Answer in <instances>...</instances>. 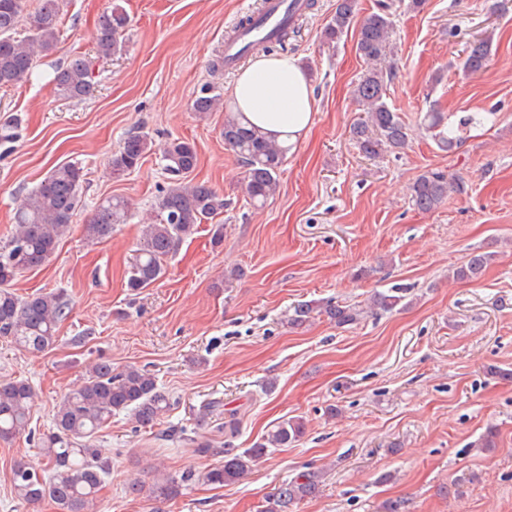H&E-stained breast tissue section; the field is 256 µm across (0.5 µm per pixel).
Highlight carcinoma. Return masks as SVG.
I'll use <instances>...</instances> for the list:
<instances>
[{
  "label": "carcinoma",
  "instance_id": "cac0c4a2",
  "mask_svg": "<svg viewBox=\"0 0 512 512\" xmlns=\"http://www.w3.org/2000/svg\"><path fill=\"white\" fill-rule=\"evenodd\" d=\"M28 0H0V87L15 86L31 80L35 58L50 50L60 33L65 0H38L35 10L27 12ZM357 10L355 0H337L336 8L323 30V44L335 48L337 41L353 23ZM392 0H377L376 11L359 25L356 49L367 62L375 65L386 60L390 49ZM29 18V31L23 38L15 37L24 18ZM130 19L117 4L98 21L95 49L101 57L122 53ZM491 51L488 37L476 38L464 49L462 69L477 73L483 69ZM92 78L91 63L82 56L72 58L54 72L55 93L65 100H81L88 93ZM367 119L353 126L351 134L367 156L386 148L399 151L408 143V127L399 114L385 101L383 71L370 69L354 90ZM191 111L205 118L224 110V145L232 150L246 167L245 190L255 204H264L280 190V175L291 147L260 131L247 127L234 108L224 106L223 97L209 83L204 84L190 104ZM445 116L435 110L426 113L424 124L435 131L442 149L457 145L453 124H444ZM20 119L7 116L0 120V142L10 143L19 137ZM159 151L170 175L159 200L156 220L146 225L142 242L130 266L126 287L138 292L159 281L164 275L165 258L180 240L193 235L200 224L224 212V195L205 182L191 178L198 165L196 145L183 138H174L160 147L146 134L129 136L112 161V174L119 177L141 165L145 156ZM83 169L72 163L55 165L46 177L28 191L14 214L15 229L0 246V337L31 351H42L57 341L58 323L68 314L69 303L61 292H41L20 297L12 290L19 275L46 264L54 255L61 238L70 231L73 216L81 203L80 187ZM460 190L457 182L448 180L440 170L428 169L411 186L413 205L429 212ZM131 216V205L119 196L98 204L84 226L92 239H105L117 225ZM490 260L476 254L455 271L459 280L475 279ZM403 289L393 288L379 293L373 307L391 312L403 301ZM361 310L329 301H302L292 308L287 322L300 326L315 316L325 315L336 325L344 326L358 320ZM34 392L25 380L0 384V439L10 440L29 428ZM170 408L168 395L162 391L153 373L145 368L128 367L115 372L108 360L90 365L87 377L56 405L53 428L43 434L39 450L45 465L37 468L20 459L11 469L13 491L17 498L37 503L51 500L57 512H95L99 492L109 474L93 443L99 427L113 415L133 411L136 423L153 425ZM304 434L300 420H283L251 448L224 457V464L212 468L203 480L213 485L234 483L243 479L271 448L286 447ZM195 479L186 471L180 477H167L155 485L153 492L163 499H174L181 487ZM316 473H304L282 483L266 499L263 512H288L290 506L315 493Z\"/></svg>",
  "mask_w": 512,
  "mask_h": 512
}]
</instances>
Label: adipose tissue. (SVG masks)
I'll return each instance as SVG.
<instances>
[{"label":"adipose tissue","mask_w":512,"mask_h":512,"mask_svg":"<svg viewBox=\"0 0 512 512\" xmlns=\"http://www.w3.org/2000/svg\"><path fill=\"white\" fill-rule=\"evenodd\" d=\"M231 96L249 126L278 141L297 144L312 125L313 88L296 56L254 58L239 73Z\"/></svg>","instance_id":"1"}]
</instances>
